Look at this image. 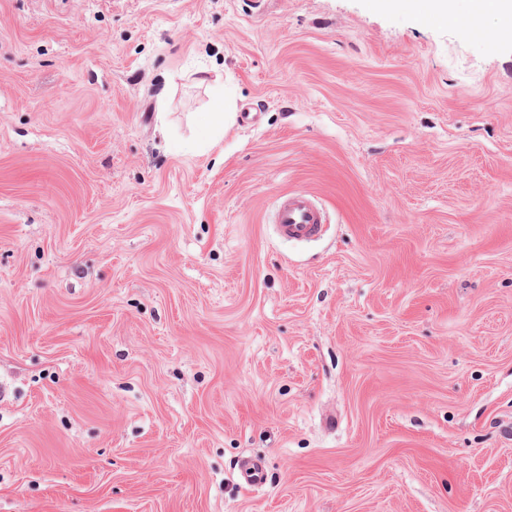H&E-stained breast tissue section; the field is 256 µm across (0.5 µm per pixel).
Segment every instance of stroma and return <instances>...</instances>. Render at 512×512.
<instances>
[{"mask_svg": "<svg viewBox=\"0 0 512 512\" xmlns=\"http://www.w3.org/2000/svg\"><path fill=\"white\" fill-rule=\"evenodd\" d=\"M0 512H512V38L0 0ZM328 218L308 194L290 192L279 197L274 213L277 233L292 241H313L325 232Z\"/></svg>", "mask_w": 512, "mask_h": 512, "instance_id": "35a3bbf8", "label": "stroma"}]
</instances>
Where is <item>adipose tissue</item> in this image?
Here are the masks:
<instances>
[{"label": "adipose tissue", "mask_w": 512, "mask_h": 512, "mask_svg": "<svg viewBox=\"0 0 512 512\" xmlns=\"http://www.w3.org/2000/svg\"><path fill=\"white\" fill-rule=\"evenodd\" d=\"M387 7L407 5L421 21L455 24L462 27L483 17L498 20L497 35H512V0H468L466 11H459L457 0H382Z\"/></svg>", "instance_id": "obj_1"}]
</instances>
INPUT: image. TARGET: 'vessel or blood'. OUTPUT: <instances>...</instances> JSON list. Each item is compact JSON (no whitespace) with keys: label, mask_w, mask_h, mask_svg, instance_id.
I'll return each instance as SVG.
<instances>
[{"label":"vessel or blood","mask_w":512,"mask_h":512,"mask_svg":"<svg viewBox=\"0 0 512 512\" xmlns=\"http://www.w3.org/2000/svg\"><path fill=\"white\" fill-rule=\"evenodd\" d=\"M328 222L323 208L308 194L282 195L274 213L278 234L292 241H313L325 232Z\"/></svg>","instance_id":"vessel-or-blood-1"}]
</instances>
